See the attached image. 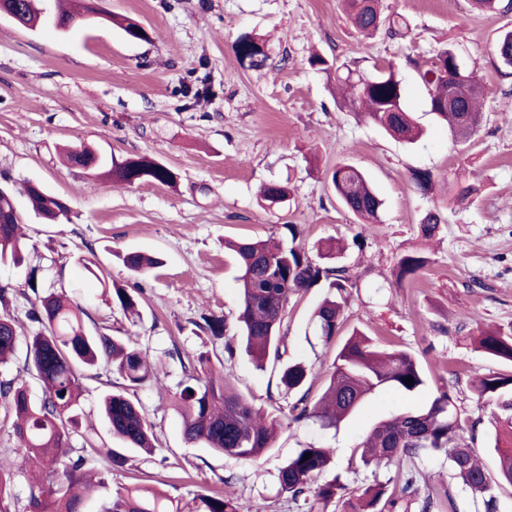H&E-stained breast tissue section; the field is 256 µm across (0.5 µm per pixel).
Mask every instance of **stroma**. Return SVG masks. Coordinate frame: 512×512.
Segmentation results:
<instances>
[{
    "instance_id": "35a3bbf8",
    "label": "stroma",
    "mask_w": 512,
    "mask_h": 512,
    "mask_svg": "<svg viewBox=\"0 0 512 512\" xmlns=\"http://www.w3.org/2000/svg\"><path fill=\"white\" fill-rule=\"evenodd\" d=\"M103 17L68 33L46 25L30 30L0 19V171L13 181H32L62 197L69 219L42 224L25 196L18 210L26 223L25 265L0 266V284L20 289L29 267L40 269L47 288L65 287L83 307L85 327L102 325L139 338L156 364L157 382L136 397L154 426L153 455H132L119 470L99 463L100 483L86 501L100 512L115 493L139 479L152 481L179 503L221 490L234 474L231 493L256 502L260 512H306L278 486L280 467L299 449H334L333 472L354 477L357 447L369 430L391 414L428 405L448 388L463 416L489 417L469 388L472 377L503 372L512 364L484 354L481 331L512 325V77L505 76L494 47L512 30V11L472 12L470 0H382L384 12L407 20L405 36L378 33L372 53L343 10V0H99ZM138 22L148 40L127 38L115 24ZM265 41L268 59L251 69L233 46L243 34ZM443 47L457 49L468 67L497 95L483 105L485 122L466 144L455 143L428 107L415 61ZM338 59L364 73L374 63L395 62L405 103L427 135L414 145L396 141L337 104L325 75L312 69V53ZM207 77L211 94L187 105L183 86ZM88 143L117 160L145 156L173 170L171 185L132 186L94 179L65 165L63 146ZM347 162L365 171L385 201L380 221L362 224L335 198L326 174ZM428 170L434 186L421 195L412 171ZM461 180L472 194L448 193ZM285 182L287 204L262 206L261 185ZM440 210L445 222L424 238L421 216ZM298 225L297 245L315 254L319 243L341 241L338 265L353 288L344 327H361L384 346L413 353L430 374L427 387L406 395L375 393L338 429L312 423L283 425L272 446L256 460L235 461L186 443L180 417L169 405L183 378L179 356L223 353V340L198 329L201 315L234 325L240 304L238 268L224 250L228 238L287 239ZM94 251L114 284L139 292L142 317L128 320L105 301L95 281L76 265L77 253ZM159 256L155 272L135 277L120 255ZM426 264L414 282H396L401 256ZM328 292L320 281L293 298L283 330L286 362L312 366L313 393L324 386L338 344L309 335L312 307ZM236 387L255 405L289 407L297 396L277 389L278 368H256L236 349L225 365ZM107 367L86 372L83 407L93 419L97 446L118 448L100 421L98 399L118 383ZM416 482L404 491V473L381 471L389 490L419 512L426 495L434 512H474L470 499L448 474L445 458L416 465Z\"/></svg>"
}]
</instances>
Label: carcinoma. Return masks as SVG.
Wrapping results in <instances>:
<instances>
[{
  "mask_svg": "<svg viewBox=\"0 0 512 512\" xmlns=\"http://www.w3.org/2000/svg\"><path fill=\"white\" fill-rule=\"evenodd\" d=\"M18 7L24 27L33 29L45 23L42 0H11ZM77 0H53L52 20L71 24L79 14ZM346 12L357 31L371 36L384 28L392 36H401L407 28L399 13L383 15L379 0H346ZM234 52L251 68L265 65V44L251 34L240 36ZM501 64L512 68V30L495 44ZM311 66L328 75L336 74V90L340 99L364 115L390 136L412 144L423 135L404 104V88L398 69L391 63L374 65L377 74L371 78L344 65H336L315 54ZM465 80L452 85L442 79L437 67L419 69L430 104L448 100L453 93L457 111L449 114L431 108L448 127L454 139L468 140L476 134V125L454 124L459 116L481 115L483 103L497 93L493 85L482 82L468 69L463 58L457 59ZM66 160L83 169H105L103 175L128 185L154 182L162 185L176 181L168 167L146 157L111 162L106 167L99 153L80 143L66 153ZM411 180L418 191L432 190L433 174L414 171ZM336 199L362 224L380 221L383 200L370 185L365 173L353 165L341 163L329 175ZM22 191L34 216L47 224L56 218H69L70 207L64 199L43 187L23 186ZM290 189L281 182L264 186L261 198L268 206L288 201ZM22 217L15 203V191L0 193V264L19 266L24 261L27 242L21 232ZM445 219L438 211L429 210L420 219L423 236L431 237ZM224 248L235 260L240 309L236 317L241 338L256 366L264 368L269 360H281V334L291 298L316 285L329 282L330 292L314 309L310 325L313 335L330 345L342 329L343 312L352 288L348 270L326 267L313 260L304 249L291 243L271 240H226ZM124 266L135 277L144 276L162 265L160 258L131 251L119 255ZM75 263L92 275L110 295L112 303L127 315L140 316L138 296L126 288L109 282L93 257L79 255ZM425 264L421 256L407 254L399 259L397 284L414 281ZM26 285L34 295L27 312L32 327H27L10 314L9 306L17 290L0 285V368L16 355L18 343L25 341V368L36 379L41 394L34 396L24 381L0 374V408L19 448L0 454V512H11L10 500L16 480L28 473L38 478L30 484L28 512H85L82 491L88 489L89 471L97 458L114 470L123 467L130 450L147 455L155 452L153 426L131 394L150 385L153 365L147 351L134 336H114L112 327L104 325L95 333L86 330L82 307L65 291L43 292L37 269L28 273ZM198 328L214 338L224 336V317L201 316ZM479 348L488 356L512 362V329L497 328L484 332ZM227 357H214L202 351L187 360L178 358L185 380L172 395L171 406L180 416L183 436L190 443H202L211 451L232 460H253L263 455L282 427L275 414L255 407L253 402L224 373V362L233 358V346L224 344ZM105 364L122 379L115 390L104 391L99 398V413L113 436L126 444L124 448H97L93 439L85 438V446L71 445L81 427V397L84 375L80 369H93ZM312 369L301 362L280 367L278 387L299 394L288 409V422L312 421L324 429L336 427L351 416L375 391L381 388L409 394L427 384L418 358L410 352L384 349L373 337L359 328L352 329L337 352L332 370L325 379L323 393L310 397L308 380ZM414 383H407L408 377ZM477 401L485 406L495 403V426L491 445L497 454V472L491 474L480 458L474 443L464 440V424L458 408L444 389L429 405L402 411L382 420L360 445V466L370 473L372 481L361 480L350 487L336 476L320 482L332 461L330 448L308 446L299 449L279 469L281 492L294 500L301 498L307 512H331L343 503L352 512H398L399 500L378 480L383 468L442 454L448 460L453 478L472 495L474 508L497 512L496 491L512 488V372L476 376L470 381ZM192 512H253L245 500L220 493H204L193 498ZM104 512H181L170 497L145 487L132 486L116 493Z\"/></svg>",
  "mask_w": 512,
  "mask_h": 512,
  "instance_id": "obj_1",
  "label": "carcinoma"
}]
</instances>
